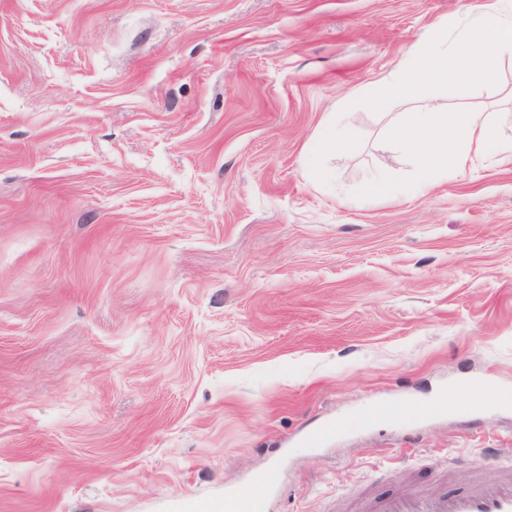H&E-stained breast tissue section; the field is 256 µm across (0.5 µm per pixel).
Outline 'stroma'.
Wrapping results in <instances>:
<instances>
[{
  "label": "stroma",
  "instance_id": "1",
  "mask_svg": "<svg viewBox=\"0 0 512 512\" xmlns=\"http://www.w3.org/2000/svg\"><path fill=\"white\" fill-rule=\"evenodd\" d=\"M486 3L0 0V512H361L512 468V162L363 191L410 171L380 79ZM500 70L417 94L512 155ZM351 138V132L346 128L327 122L316 133L313 147L310 150L311 158L318 162L323 157L336 152L344 146ZM265 500L258 495H244L236 492L224 494L223 503L196 506L189 512H265Z\"/></svg>",
  "mask_w": 512,
  "mask_h": 512
}]
</instances>
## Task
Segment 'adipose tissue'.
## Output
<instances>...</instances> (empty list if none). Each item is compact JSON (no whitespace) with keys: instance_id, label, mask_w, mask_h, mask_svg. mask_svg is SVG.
Returning a JSON list of instances; mask_svg holds the SVG:
<instances>
[{"instance_id":"obj_1","label":"adipose tissue","mask_w":512,"mask_h":512,"mask_svg":"<svg viewBox=\"0 0 512 512\" xmlns=\"http://www.w3.org/2000/svg\"><path fill=\"white\" fill-rule=\"evenodd\" d=\"M512 60V0H489L480 11H465L452 28H439L408 53L404 62L378 85L379 98H406L423 86L451 84L495 87L500 64ZM392 147L413 161L409 184L373 176L366 192L409 195L448 174L465 169L470 149L490 157L501 154L500 136L484 112L451 108L423 98L390 128Z\"/></svg>"}]
</instances>
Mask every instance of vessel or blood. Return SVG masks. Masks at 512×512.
I'll use <instances>...</instances> for the list:
<instances>
[{"mask_svg":"<svg viewBox=\"0 0 512 512\" xmlns=\"http://www.w3.org/2000/svg\"><path fill=\"white\" fill-rule=\"evenodd\" d=\"M217 512H265L263 498L236 492L226 493ZM375 512H512V479L497 477L476 482L468 490L451 495L401 490L382 499Z\"/></svg>","mask_w":512,"mask_h":512,"instance_id":"vessel-or-blood-1","label":"vessel or blood"}]
</instances>
